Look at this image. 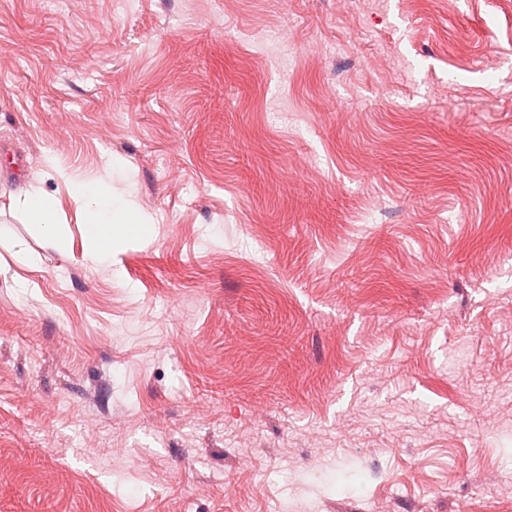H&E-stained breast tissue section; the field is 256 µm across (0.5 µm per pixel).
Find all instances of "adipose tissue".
<instances>
[{"label": "adipose tissue", "mask_w": 512, "mask_h": 512, "mask_svg": "<svg viewBox=\"0 0 512 512\" xmlns=\"http://www.w3.org/2000/svg\"><path fill=\"white\" fill-rule=\"evenodd\" d=\"M67 184L74 200L83 205V257L90 264L111 268L114 256L128 241L150 237L149 218L133 201L115 196L104 180L71 177ZM10 199L24 211L44 246L61 252L67 249V231L56 198L29 184L11 192Z\"/></svg>", "instance_id": "obj_1"}]
</instances>
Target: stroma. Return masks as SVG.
Masks as SVG:
<instances>
[{"mask_svg":"<svg viewBox=\"0 0 512 512\" xmlns=\"http://www.w3.org/2000/svg\"><path fill=\"white\" fill-rule=\"evenodd\" d=\"M63 169L152 239L89 267ZM468 506L512 512V0H0V512ZM9 195L12 203L24 211L44 246L60 252L67 249V231L61 223L56 198L32 184L11 191Z\"/></svg>","mask_w":512,"mask_h":512,"instance_id":"obj_1","label":"stroma"}]
</instances>
